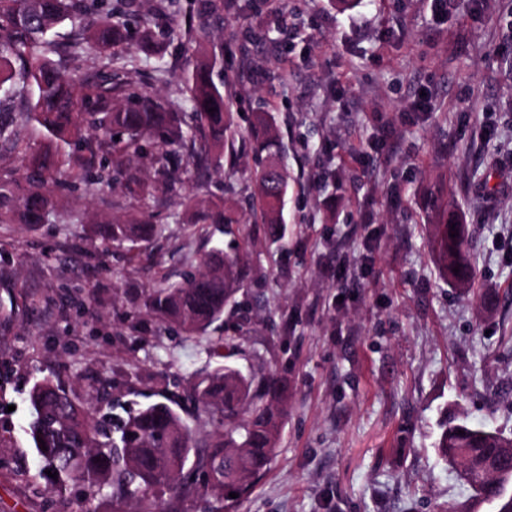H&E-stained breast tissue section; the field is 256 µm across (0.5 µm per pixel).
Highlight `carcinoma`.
Segmentation results:
<instances>
[{"mask_svg": "<svg viewBox=\"0 0 512 512\" xmlns=\"http://www.w3.org/2000/svg\"><path fill=\"white\" fill-rule=\"evenodd\" d=\"M125 3L110 0H0V87L22 106L0 120V143L14 146L21 130L34 123L46 131L37 148L24 149L26 176L21 182H0V224L18 221L37 225L58 207L49 182L87 187L124 175L137 183L143 201H152L172 188V151L184 153L195 174L224 172V155L234 157L235 136L224 101L221 60L199 51L186 80L190 111L179 112L149 95L129 98L112 85H76L64 71L62 54L80 58L94 49L106 66L137 69L138 59L116 49L126 41ZM224 12V0H196L190 6L187 42L195 41V26ZM70 23L81 29L61 51L56 29ZM175 29H162L152 18L142 20L140 49L158 54ZM216 111L210 113L208 109ZM119 134L121 138L113 139ZM74 147L63 154L59 144ZM251 144L257 152L280 149L278 133L267 112L253 113ZM140 160L154 170L140 181L131 162ZM288 190V171L275 164L262 167L253 179L252 209L263 224L281 223L282 202ZM196 224H224L227 233L239 219L222 202L190 199ZM431 249L448 282H470L473 271L468 239L455 215L435 196ZM94 233L109 246L148 243L162 231L158 224L124 223L108 215L91 217ZM458 236L451 237V233ZM459 272H453L454 268ZM248 272L239 251L210 248L200 255L198 268L182 281H162L147 293L146 312L159 322L176 326L187 338L206 333L235 305ZM104 386L81 396L76 387L54 373L35 381L29 391L31 421L28 434L42 463L33 475L57 473L51 488L65 499L78 484L82 496L75 512H102L97 500L103 487L117 506L129 512H182L180 506L201 500L207 512H233L237 499L248 496L254 480L275 455L279 430L288 414V385L273 373L243 372L224 365L196 374L162 400L125 417L112 415ZM47 450H42V447ZM436 448L459 470L460 478L480 501L512 512V497L502 495L512 485V467L492 477L496 465L512 457V439L497 431L453 419L443 428ZM238 498L224 501V492Z\"/></svg>", "mask_w": 512, "mask_h": 512, "instance_id": "1", "label": "carcinoma"}]
</instances>
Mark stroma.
I'll use <instances>...</instances> for the list:
<instances>
[{"instance_id":"stroma-1","label":"stroma","mask_w":512,"mask_h":512,"mask_svg":"<svg viewBox=\"0 0 512 512\" xmlns=\"http://www.w3.org/2000/svg\"><path fill=\"white\" fill-rule=\"evenodd\" d=\"M139 0L127 14L137 70L90 55L76 83L111 76L126 92L183 103L194 51L172 36L139 53ZM197 41L223 60L236 132L233 176L197 178L179 158L172 191L144 204L125 185H53L57 215L0 224V512H45L46 480L27 434L28 391L52 368L101 380L126 407L228 360L211 336L187 339L143 301L203 250L227 246L214 225L188 231L183 199L235 202L256 169L288 168L281 237L256 223L250 272L223 321L251 357L228 362L284 378L290 406L276 453L236 512H495L439 457L450 415L512 434V0H236ZM428 92L432 111L414 106ZM270 112L286 151L249 144ZM448 184L475 271L442 280L428 199ZM151 218L150 244L104 250L88 218ZM356 272L341 292L331 271Z\"/></svg>"}]
</instances>
